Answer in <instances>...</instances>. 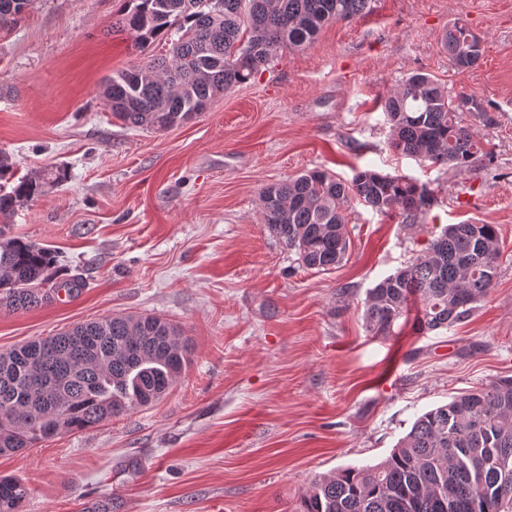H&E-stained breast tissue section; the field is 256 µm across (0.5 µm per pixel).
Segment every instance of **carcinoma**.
Instances as JSON below:
<instances>
[{"mask_svg": "<svg viewBox=\"0 0 512 512\" xmlns=\"http://www.w3.org/2000/svg\"><path fill=\"white\" fill-rule=\"evenodd\" d=\"M371 0H123L112 31L139 48L165 53L112 73L101 94L129 128L165 131L206 111L211 101L255 78L284 49L312 46L322 27L364 14ZM31 0H0V29L15 25ZM455 22L442 39L448 61L474 67L484 48L467 45ZM391 147L420 162L469 169L484 155L481 139L459 120L451 91L430 75L408 76L382 104ZM57 168L15 177L0 154V222L64 181ZM413 224L433 204L426 187L402 175L358 169L344 180L321 169L274 183L261 193L270 235L309 269L329 271L347 256L351 199ZM493 224L446 226L408 265L367 292L363 320L389 336L411 300L430 331L466 319L498 276ZM54 253L0 229V307L27 311L63 288ZM107 317L0 352V453L34 448L59 427L79 432L163 396L189 362L191 345L169 321ZM29 487L0 476V512H22ZM303 512H512V377L469 390L418 417L390 455L374 466L346 467L311 483Z\"/></svg>", "mask_w": 512, "mask_h": 512, "instance_id": "obj_1", "label": "carcinoma"}]
</instances>
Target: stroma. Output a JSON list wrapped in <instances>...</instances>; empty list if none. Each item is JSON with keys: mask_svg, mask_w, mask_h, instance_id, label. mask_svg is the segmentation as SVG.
<instances>
[{"mask_svg": "<svg viewBox=\"0 0 512 512\" xmlns=\"http://www.w3.org/2000/svg\"><path fill=\"white\" fill-rule=\"evenodd\" d=\"M119 0H32L0 30V151L20 176L66 180L5 231L58 254L85 288L0 311V351L115 314L177 324L191 361L156 402L36 448L0 454L30 489L24 512H301L314 479L383 461L423 413L512 376V0H372L304 50L164 132L124 127L100 94L145 61L112 31ZM484 54L451 66L455 20ZM470 97L464 126L486 160L469 170L393 150L379 97L410 74ZM322 168L402 174L434 202L417 223L354 201L350 247L305 268L266 231L260 192ZM495 225L499 275L471 315L392 335L367 332L369 289L448 224Z\"/></svg>", "mask_w": 512, "mask_h": 512, "instance_id": "35a3bbf8", "label": "stroma"}]
</instances>
